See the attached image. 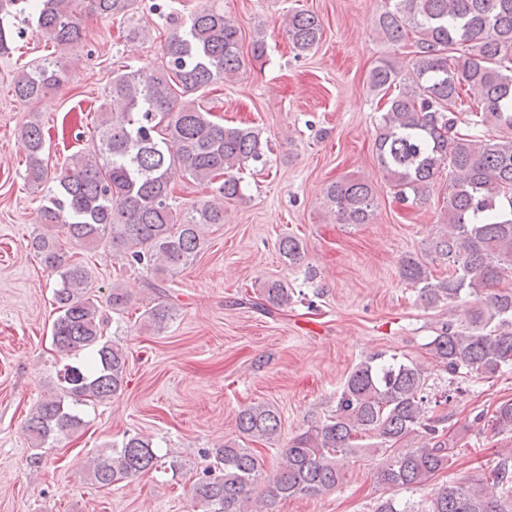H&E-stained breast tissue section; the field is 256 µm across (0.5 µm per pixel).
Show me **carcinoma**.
Segmentation results:
<instances>
[{
  "mask_svg": "<svg viewBox=\"0 0 512 512\" xmlns=\"http://www.w3.org/2000/svg\"><path fill=\"white\" fill-rule=\"evenodd\" d=\"M377 18L382 36L400 43L414 32L411 70L382 59L369 74L371 90L389 92L375 128L378 163L395 197L416 205L448 170L446 229L429 253L452 273L433 279L428 263L403 258L401 275L429 309L465 298L464 320L438 323L426 343L432 358L455 378L473 371L494 377L512 368V0H388ZM129 0H0V54L10 49L19 15L31 18L35 35L56 56L22 69L14 96L39 101L67 80L63 52L80 42L78 10L100 16L128 11ZM294 49L306 52L323 35L307 11L288 16ZM243 66L239 28L215 5L189 14L170 32L160 63L112 77L108 106L94 127L92 150L75 153L55 177L35 223L46 228L29 240L45 269L56 275L52 345L66 356L84 355L65 368L60 392L43 399L27 427L38 444L86 425L83 407L103 403L127 384V354L106 336L108 317L127 310L131 298L118 284L99 303L90 294L83 262L60 237L86 246L105 243L130 265L156 280L144 312L161 331L174 316L165 300L164 277L194 264L207 230L224 223V208L243 199L235 172L263 156L260 132L212 120L195 94L234 78ZM493 124L500 135L479 128ZM26 177L40 186L48 177L42 125L21 130ZM178 168L199 183L220 180L213 198L182 212L171 204L169 172ZM342 224H368L375 191L359 179H340L324 191ZM290 264L303 254L294 236L279 241ZM264 310L288 308L293 292L280 281L262 289ZM425 369L407 358L374 355L356 364L336 397V410L288 441L276 469L266 472L258 450L227 441L208 453L213 464L192 486L193 512H273L278 499L318 496L343 481L341 461L383 445L421 437V444L393 457L377 472L389 489L425 485L448 468L452 446L448 416L429 409ZM240 437L269 446L279 442L281 416L265 403L251 404L235 418ZM496 435H512V400L499 404L489 423ZM376 440L370 444L364 437ZM160 461L153 442L134 435L89 460L95 483L109 487L139 476ZM426 512H512V456L495 465L488 482H453L436 491Z\"/></svg>",
  "mask_w": 512,
  "mask_h": 512,
  "instance_id": "obj_1",
  "label": "carcinoma"
}]
</instances>
